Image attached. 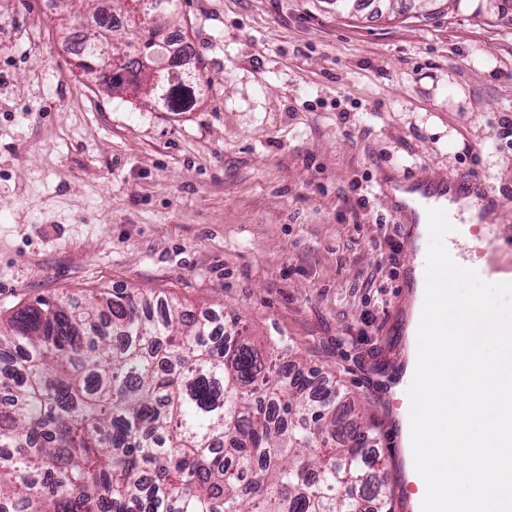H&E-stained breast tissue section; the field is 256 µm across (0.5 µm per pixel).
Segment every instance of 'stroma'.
Wrapping results in <instances>:
<instances>
[{
  "instance_id": "stroma-1",
  "label": "stroma",
  "mask_w": 512,
  "mask_h": 512,
  "mask_svg": "<svg viewBox=\"0 0 512 512\" xmlns=\"http://www.w3.org/2000/svg\"><path fill=\"white\" fill-rule=\"evenodd\" d=\"M61 14L0 0V312L134 288L284 339L373 420L393 512H417L394 385L416 249L380 185L477 175L512 225V0H181L207 80L186 112L82 76Z\"/></svg>"
}]
</instances>
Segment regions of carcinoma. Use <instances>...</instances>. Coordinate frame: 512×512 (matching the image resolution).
I'll list each match as a JSON object with an SVG mask.
<instances>
[{
    "label": "carcinoma",
    "mask_w": 512,
    "mask_h": 512,
    "mask_svg": "<svg viewBox=\"0 0 512 512\" xmlns=\"http://www.w3.org/2000/svg\"><path fill=\"white\" fill-rule=\"evenodd\" d=\"M176 2L147 0L138 47L91 11L88 76L165 106L201 91L194 68L174 83L151 24ZM109 43L122 63H101ZM315 378L265 363L236 318L166 297H39L0 320V512H392L369 424L344 418L339 389L310 396Z\"/></svg>",
    "instance_id": "obj_1"
}]
</instances>
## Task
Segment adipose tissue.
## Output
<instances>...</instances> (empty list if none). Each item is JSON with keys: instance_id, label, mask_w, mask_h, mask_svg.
<instances>
[{"instance_id": "obj_1", "label": "adipose tissue", "mask_w": 512, "mask_h": 512, "mask_svg": "<svg viewBox=\"0 0 512 512\" xmlns=\"http://www.w3.org/2000/svg\"><path fill=\"white\" fill-rule=\"evenodd\" d=\"M456 251L432 254L419 250L415 262L416 306H423L426 289L455 290ZM512 321L495 312L494 299L474 302L465 321L434 316L428 330L408 335V373L416 374L410 397L425 407L422 417L404 424L403 436L414 447L416 470L439 469L444 478L419 485V494L435 490L455 512L458 499L470 497L490 507L512 504V461L501 441L512 427ZM462 354L466 366L456 378L440 362L447 346ZM453 434L451 446L436 444L435 434Z\"/></svg>"}]
</instances>
